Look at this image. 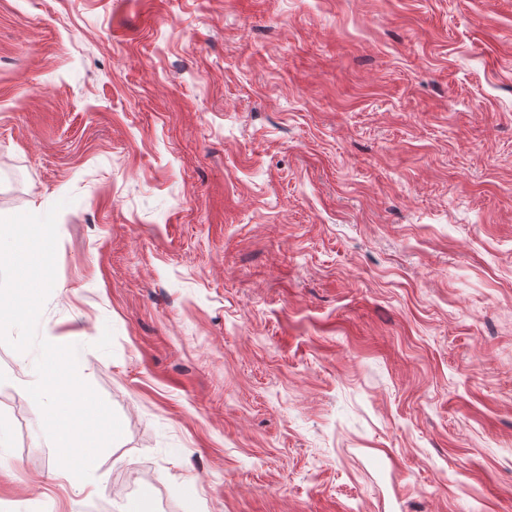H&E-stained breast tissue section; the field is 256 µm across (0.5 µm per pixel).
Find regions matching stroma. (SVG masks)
Returning <instances> with one entry per match:
<instances>
[{"label":"stroma","mask_w":512,"mask_h":512,"mask_svg":"<svg viewBox=\"0 0 512 512\" xmlns=\"http://www.w3.org/2000/svg\"><path fill=\"white\" fill-rule=\"evenodd\" d=\"M123 433L75 491L0 343V512H512V0H0V217Z\"/></svg>","instance_id":"35a3bbf8"}]
</instances>
